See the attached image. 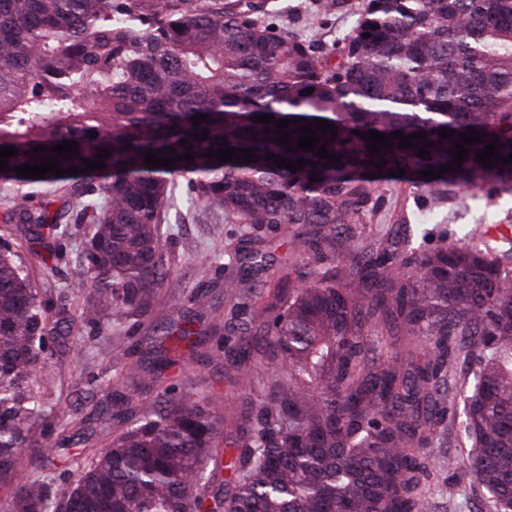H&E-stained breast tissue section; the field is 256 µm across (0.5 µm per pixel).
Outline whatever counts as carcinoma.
<instances>
[{
    "mask_svg": "<svg viewBox=\"0 0 512 512\" xmlns=\"http://www.w3.org/2000/svg\"><path fill=\"white\" fill-rule=\"evenodd\" d=\"M272 13L257 0H0V146L18 150L0 171L16 200L4 223L29 225L35 240L90 226L82 321L112 327L119 344L151 311L168 282L170 220L242 225L221 263L237 303L216 343L242 392L221 409L212 392L167 380L176 360L161 345L199 357L203 342L182 314L153 326L152 365L136 379L157 399L112 418L111 442L61 498L44 480L15 477L47 417L34 370L69 326L50 320L0 237V484L14 512H430L424 489L458 367L469 438L458 468L491 512H512V239L473 230L478 246L444 228L415 252L363 236L382 181L404 185L430 220L455 189L488 200L512 190V163L477 161L495 141L498 158L512 154V0H364L332 52L267 21ZM265 114L273 122L254 121ZM315 118L336 126L318 137L341 163L276 143L275 122L289 121L295 147L300 120ZM444 127L454 136L440 137ZM204 128L209 137L196 139ZM473 128L486 137L461 168L420 175L454 163L449 150ZM371 130L423 132L413 143H430V155L396 139L377 156L360 137ZM224 138L254 150L253 162L206 156ZM65 140L78 152L58 157L63 169L85 168L101 149L111 157L77 176H17ZM183 140L194 161L146 167L147 150L182 155ZM269 154L314 165L292 172ZM399 167L405 176L389 175ZM258 230L288 245L273 283L259 278L274 257ZM73 444L58 435L45 466Z\"/></svg>",
    "mask_w": 512,
    "mask_h": 512,
    "instance_id": "obj_1",
    "label": "carcinoma"
}]
</instances>
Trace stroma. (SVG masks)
<instances>
[{"instance_id":"35a3bbf8","label":"stroma","mask_w":512,"mask_h":512,"mask_svg":"<svg viewBox=\"0 0 512 512\" xmlns=\"http://www.w3.org/2000/svg\"><path fill=\"white\" fill-rule=\"evenodd\" d=\"M352 2V7L327 12L320 0H276L281 12L280 25L327 48L355 26L363 0ZM510 213L512 192L501 193L492 206L462 192L457 203L448 207V232L460 236L474 225L488 224ZM225 231V225L198 221L171 225L165 247L168 285L159 290L152 312L143 319L147 325L163 322L171 310H190L191 294H206L209 306L198 316L195 327L206 336L204 348L212 357L201 361L190 351H183L180 364L170 368L167 375L184 387L208 389L224 396L232 392L233 371L225 367L212 334L214 327L223 325L232 301L224 293V275L211 259L223 253ZM365 231L373 237L383 234L398 237L417 250L432 246L438 235L434 225L419 221L406 225L388 223L382 212L368 216ZM6 238L29 264L43 298L52 305V317H64L72 322L69 347L55 354L40 376V383L55 408L54 415L50 425H35V443L23 451L18 469L22 479H47L51 473L41 467L38 459L40 440L51 431L85 433L84 444L72 449L71 458L87 464L112 438L111 429L101 426L99 416L112 410L116 368L144 366L146 345L142 331H135L124 341L126 358L117 359L111 336L93 331L81 320V309L89 296L88 290L76 285L79 272L76 255L84 241L83 228L72 227L69 238L62 241L64 255L59 259L53 257L46 245L31 243L25 225H8ZM462 444L459 422L450 423L448 446L436 462L437 477L426 492L431 512H486L488 508L480 494L474 492L472 479L457 473Z\"/></svg>"}]
</instances>
